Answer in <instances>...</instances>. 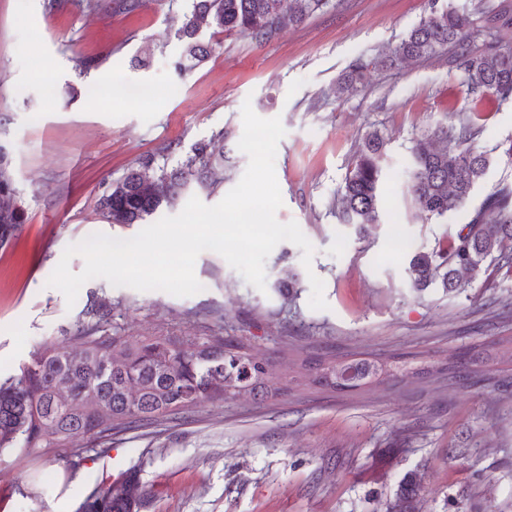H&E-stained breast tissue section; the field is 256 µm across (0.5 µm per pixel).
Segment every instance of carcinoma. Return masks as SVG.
<instances>
[{"label":"carcinoma","instance_id":"carcinoma-1","mask_svg":"<svg viewBox=\"0 0 512 512\" xmlns=\"http://www.w3.org/2000/svg\"><path fill=\"white\" fill-rule=\"evenodd\" d=\"M330 0H190L176 31L181 54L175 69L189 72L211 51L201 39L205 29L241 31L266 43L287 28L324 11ZM485 28L512 30V0H477L470 10L453 4L431 6L381 63L396 66L448 51V63L461 72L472 102L492 94L512 99V47L500 41L475 44ZM372 64L354 60L333 93L365 84ZM470 117L458 131L438 126L415 139L408 193L415 210L444 217L464 205L490 166L488 153L472 146L481 127ZM389 139L378 130L363 139L340 189L344 222L366 236L380 221V161ZM170 145L146 155L122 178L108 183L98 200L110 224H142L177 204L190 189L212 192L224 184V131L197 141L183 157L172 160ZM0 146V243L21 229L20 206ZM512 249V187L486 196L467 223L431 249L407 254L406 274L413 290L440 284L451 293L464 287ZM112 321V304L91 292L80 311L75 339L79 348L45 346L32 353L15 375L0 380V455L46 454L83 437L98 439L115 425L137 427L163 420L200 404L241 395L275 397L291 384L336 393L360 390L390 378H424L430 370L388 355L374 360L338 363L328 356L305 357L290 378L273 376L242 340L208 336L186 348L169 336L123 339L101 334ZM512 350V336L493 345L473 344L451 351L444 370L463 387L467 372L490 365L495 350ZM147 491L140 470L94 487L78 512H141ZM382 512H421L420 479L406 473Z\"/></svg>","mask_w":512,"mask_h":512}]
</instances>
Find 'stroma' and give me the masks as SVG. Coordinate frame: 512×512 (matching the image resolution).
Masks as SVG:
<instances>
[{
  "label": "stroma",
  "instance_id": "35a3bbf8",
  "mask_svg": "<svg viewBox=\"0 0 512 512\" xmlns=\"http://www.w3.org/2000/svg\"><path fill=\"white\" fill-rule=\"evenodd\" d=\"M0 0V145L11 160L24 224L0 246V378L44 345L74 347L78 305L89 292L111 301L107 333L126 339L193 336L245 339L280 376L299 359L336 361L416 355L438 367L448 351L512 336V269L488 267L468 288L410 291L407 245L434 246L466 223L502 184H512V101L481 107L477 149L491 164L470 199L445 218H425L407 192L413 138L469 115L468 96L447 53L377 67L361 88L334 96L356 58L394 47L428 12V0H334L328 10L267 43L245 33L205 30L213 47L200 67L177 74L175 31L187 0ZM251 103L286 130L275 158L283 204L315 249L284 241L265 262L259 291L219 254L194 267L201 292L177 297L94 278L77 307L47 281L65 248L102 233L136 236L97 210L107 182L169 143L189 150L215 131L229 158L223 185L200 194L219 203L248 158L238 148L241 109ZM389 135L382 162L381 222L365 238L343 224L336 192L365 135ZM300 284L292 307L273 285L284 264ZM324 282L326 309L309 306L310 276ZM107 458L78 440L85 458L65 473L70 450L0 457V512H76L103 479V464L137 466L149 497L144 512H375L403 475L419 470L428 512H512V352L466 387L397 379L337 394L300 387L279 396L216 400L103 438ZM464 449L452 459L448 450Z\"/></svg>",
  "mask_w": 512,
  "mask_h": 512
}]
</instances>
